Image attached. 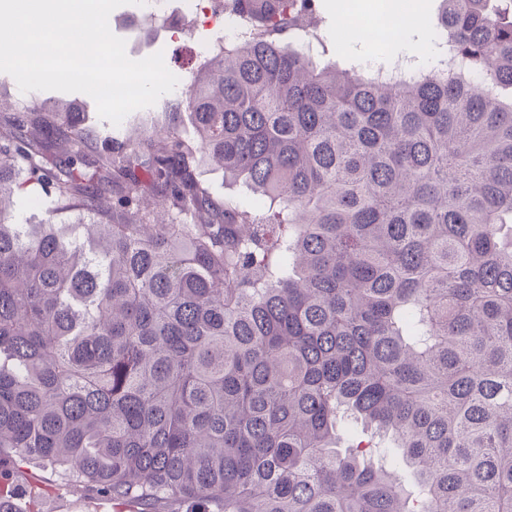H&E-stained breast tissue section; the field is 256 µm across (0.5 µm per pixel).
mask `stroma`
I'll use <instances>...</instances> for the list:
<instances>
[{
	"mask_svg": "<svg viewBox=\"0 0 512 512\" xmlns=\"http://www.w3.org/2000/svg\"><path fill=\"white\" fill-rule=\"evenodd\" d=\"M179 0H166L164 11L146 16L140 6L124 5L109 16V27L118 37L125 39L130 58L142 59L160 52L167 68L180 74L176 89L162 96L149 108L130 113L120 125H112L100 119L93 99L83 93L69 94L77 111L87 113V124L97 141L109 137L133 136L149 130L151 126H163L169 102L183 96L188 82L198 65L214 48V32L211 29L185 23L182 31L170 27V14L176 13ZM322 23L316 37L329 60L345 61L360 59L361 54L353 44L337 46V17L341 14V0H321ZM13 494L23 505L25 512H118L111 500L93 496L78 487L61 484L50 468H29L21 472L14 484Z\"/></svg>",
	"mask_w": 512,
	"mask_h": 512,
	"instance_id": "35a3bbf8",
	"label": "stroma"
}]
</instances>
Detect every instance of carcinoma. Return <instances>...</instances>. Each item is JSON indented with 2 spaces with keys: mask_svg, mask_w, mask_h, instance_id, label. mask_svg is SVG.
Wrapping results in <instances>:
<instances>
[{
  "mask_svg": "<svg viewBox=\"0 0 512 512\" xmlns=\"http://www.w3.org/2000/svg\"><path fill=\"white\" fill-rule=\"evenodd\" d=\"M319 7L224 0L155 134L0 114V512L31 466L135 512H512V0H441L392 81L304 50ZM36 189L70 220L16 223ZM201 178L208 184L215 196L223 198L224 195L231 196L243 201L252 202V196L246 188L240 183L224 181V172L215 170L209 166L201 169Z\"/></svg>",
  "mask_w": 512,
  "mask_h": 512,
  "instance_id": "carcinoma-1",
  "label": "carcinoma"
}]
</instances>
